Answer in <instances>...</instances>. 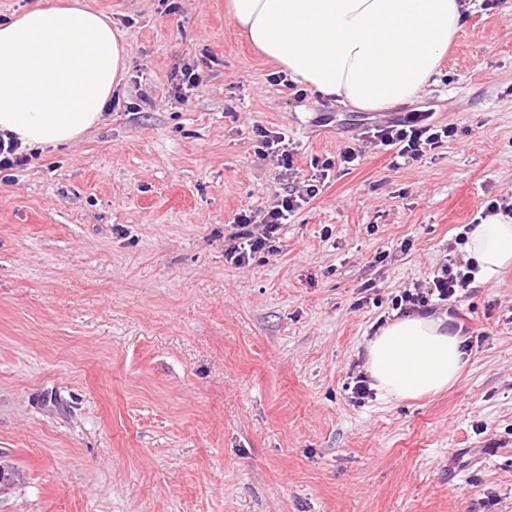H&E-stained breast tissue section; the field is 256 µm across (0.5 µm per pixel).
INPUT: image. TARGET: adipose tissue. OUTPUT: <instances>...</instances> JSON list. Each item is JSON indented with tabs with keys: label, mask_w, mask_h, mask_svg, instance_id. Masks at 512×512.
<instances>
[{
	"label": "adipose tissue",
	"mask_w": 512,
	"mask_h": 512,
	"mask_svg": "<svg viewBox=\"0 0 512 512\" xmlns=\"http://www.w3.org/2000/svg\"><path fill=\"white\" fill-rule=\"evenodd\" d=\"M464 0H228L261 57L315 93L383 111L417 99L463 27ZM118 30L87 6L35 4L0 23V132L26 146L80 139L103 117L127 67ZM467 260L481 283L512 265V217L473 225ZM448 315L390 322L366 348L381 396L416 399L454 385L466 365Z\"/></svg>",
	"instance_id": "obj_1"
}]
</instances>
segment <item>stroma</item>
<instances>
[{"instance_id":"stroma-1","label":"stroma","mask_w":512,"mask_h":512,"mask_svg":"<svg viewBox=\"0 0 512 512\" xmlns=\"http://www.w3.org/2000/svg\"><path fill=\"white\" fill-rule=\"evenodd\" d=\"M128 46L118 104L0 173V512H512V267L455 302L485 333L448 390L356 403L392 299L464 262L512 198V0H469L414 103L273 85L226 0H86ZM202 86L177 101L183 64ZM433 111L422 159L367 146L237 268L229 226L376 124ZM286 133L285 173L256 128Z\"/></svg>"}]
</instances>
